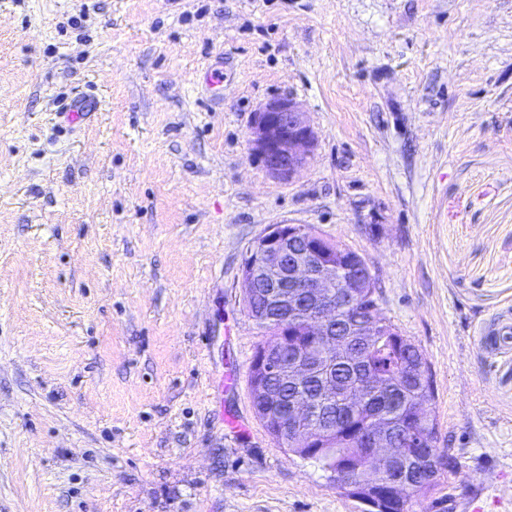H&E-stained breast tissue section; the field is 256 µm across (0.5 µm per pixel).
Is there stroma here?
<instances>
[{"label":"stroma","instance_id":"1","mask_svg":"<svg viewBox=\"0 0 512 512\" xmlns=\"http://www.w3.org/2000/svg\"><path fill=\"white\" fill-rule=\"evenodd\" d=\"M278 95L317 137L289 183L249 145ZM280 223L358 253L431 368L458 469L412 512H512V349L479 338L512 311V0H0V512H363L253 410L240 269Z\"/></svg>","mask_w":512,"mask_h":512}]
</instances>
